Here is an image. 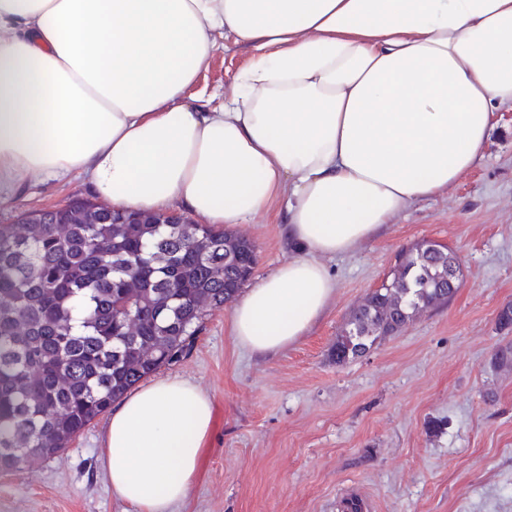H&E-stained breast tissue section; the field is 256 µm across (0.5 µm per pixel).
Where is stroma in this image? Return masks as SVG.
<instances>
[{
  "label": "stroma",
  "instance_id": "1",
  "mask_svg": "<svg viewBox=\"0 0 512 512\" xmlns=\"http://www.w3.org/2000/svg\"><path fill=\"white\" fill-rule=\"evenodd\" d=\"M249 49L218 40L190 96L231 92ZM484 159L460 181L399 214L353 252L327 259L337 288L306 336L271 357L239 347L228 307L206 312L181 359L160 376L199 384L213 415L188 498L175 512H512V108L499 109ZM74 199L102 203L73 175L22 177L0 199V224ZM257 248L255 278L295 256L274 218L238 225ZM430 240L463 263V283L366 354L336 364L350 313L399 251ZM105 417L53 458L0 474V512H134L100 463Z\"/></svg>",
  "mask_w": 512,
  "mask_h": 512
}]
</instances>
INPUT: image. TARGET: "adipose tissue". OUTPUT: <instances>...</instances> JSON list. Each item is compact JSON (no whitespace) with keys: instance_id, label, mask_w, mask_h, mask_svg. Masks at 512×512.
Listing matches in <instances>:
<instances>
[{"instance_id":"1","label":"adipose tissue","mask_w":512,"mask_h":512,"mask_svg":"<svg viewBox=\"0 0 512 512\" xmlns=\"http://www.w3.org/2000/svg\"><path fill=\"white\" fill-rule=\"evenodd\" d=\"M250 48L221 105L186 98L217 37ZM512 106V0H0V193L79 174L116 209L177 206L227 228L283 215L300 250L233 302L271 356L336 293L355 250L485 157ZM211 398L166 377L117 403L115 498L172 512Z\"/></svg>"}]
</instances>
